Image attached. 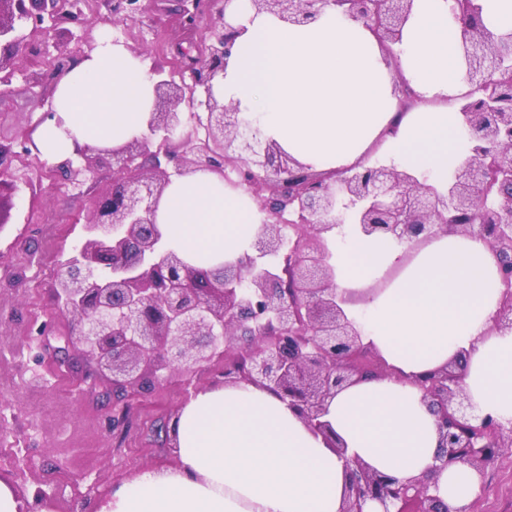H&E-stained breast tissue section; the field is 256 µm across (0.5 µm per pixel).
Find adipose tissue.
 <instances>
[{"label":"adipose tissue","mask_w":512,"mask_h":512,"mask_svg":"<svg viewBox=\"0 0 512 512\" xmlns=\"http://www.w3.org/2000/svg\"><path fill=\"white\" fill-rule=\"evenodd\" d=\"M453 6L414 0L389 52L333 5L288 24L251 0H231L225 20L238 35L214 94L252 119L261 141L313 171L337 172L374 154L445 185L474 144L455 101L477 92L456 52L462 25ZM155 82L141 57L102 36L56 83L54 115L35 129L37 149L58 163L149 137ZM156 221L186 261L210 266L249 252L262 215L222 176L197 171L172 176ZM326 247L337 297L387 367L327 403L323 419L345 456L261 387L205 388L171 423L177 465L112 488L96 512H341L350 459L398 479L433 473V494L453 506L478 494L469 465L435 471L436 418L415 380L462 361L475 413L512 423V330L493 327L502 285L492 248L462 233L411 248L346 224Z\"/></svg>","instance_id":"1"}]
</instances>
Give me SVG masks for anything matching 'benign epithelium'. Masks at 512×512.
I'll return each instance as SVG.
<instances>
[{
    "instance_id": "benign-epithelium-1",
    "label": "benign epithelium",
    "mask_w": 512,
    "mask_h": 512,
    "mask_svg": "<svg viewBox=\"0 0 512 512\" xmlns=\"http://www.w3.org/2000/svg\"><path fill=\"white\" fill-rule=\"evenodd\" d=\"M231 0H181L182 21H203L207 42L195 56L182 53L191 84L163 77L156 64L155 109L150 121L156 150L133 140L120 147L80 150L56 170L73 183L93 178L102 160L112 158V185L98 196L83 225L81 243L62 264L56 297L61 313L76 322V333L57 349L65 363L80 351L99 372L112 374V396L149 391L177 370L190 371L225 357L243 362L224 370V384H255L288 401L329 446L345 455L341 440L321 421L327 401L357 378L381 371L364 361L365 346L336 297L322 234L335 224L328 217L344 209L365 236L384 235L418 244L440 232H461L486 240L499 257L503 293L494 327L512 329V112L499 111L493 82L512 77V34L495 36L482 26L464 29L463 50L470 82L485 92L479 112H464L475 145L448 188L424 185L411 173L375 165L367 174L346 171L327 182L309 173L276 145L263 143L250 122L213 95L237 31L224 21ZM357 18L372 16L379 40L394 43L413 0H252L260 10L289 24L312 19L327 3ZM113 23L145 11L143 0H111ZM79 0H0V98L11 93L15 59L43 40L63 47L80 20ZM28 83H56L69 70L63 55ZM188 103L195 128L181 136L179 106ZM29 132L0 142V160L21 148L31 154ZM182 174L231 167L243 173L260 211L272 222L261 225L252 254L212 269L193 266L163 246L155 215L170 182L168 165ZM27 179L0 167V232L9 224L14 195ZM268 195H263V192ZM292 227L294 238L285 233ZM280 256L287 266L259 260ZM459 364L419 380L423 400L436 416L440 439L436 465L424 478L398 480L359 460L347 464L342 512H363L376 501L382 512H466L429 493L434 475L456 463L476 474L512 448V425L469 411Z\"/></svg>"
}]
</instances>
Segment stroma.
<instances>
[{
    "instance_id": "obj_1",
    "label": "stroma",
    "mask_w": 512,
    "mask_h": 512,
    "mask_svg": "<svg viewBox=\"0 0 512 512\" xmlns=\"http://www.w3.org/2000/svg\"><path fill=\"white\" fill-rule=\"evenodd\" d=\"M177 6L151 0L141 17L114 25L106 0H93L85 24L61 51L77 59L108 32L142 49L149 63L180 71L179 48H191L200 36L180 25ZM57 52L40 45L19 57L12 91L0 99V136L38 122L52 90L31 91L25 77L45 70ZM16 166L30 184L0 231V475L21 492H46L52 512H93L112 486L174 465L158 430L195 391L223 384L224 360L174 373L152 393L123 401L113 400L109 377L82 353L58 363L54 351L73 322L58 309L54 280L83 235L92 196L109 189L112 167L102 162L96 181L75 186L39 162ZM472 510L512 512V448L485 467Z\"/></svg>"
}]
</instances>
